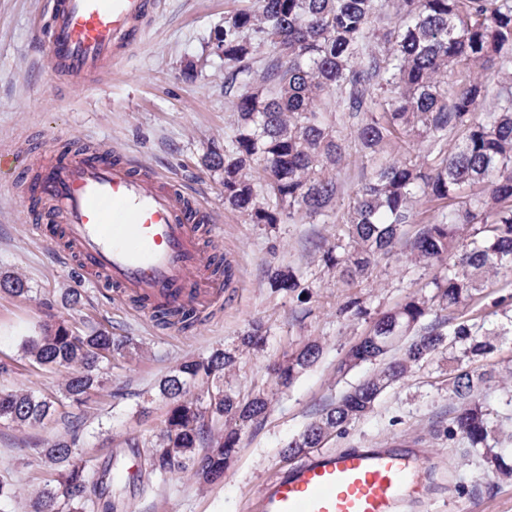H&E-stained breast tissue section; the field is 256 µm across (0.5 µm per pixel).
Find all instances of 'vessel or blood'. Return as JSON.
I'll return each mask as SVG.
<instances>
[{
  "label": "vessel or blood",
  "instance_id": "obj_1",
  "mask_svg": "<svg viewBox=\"0 0 512 512\" xmlns=\"http://www.w3.org/2000/svg\"><path fill=\"white\" fill-rule=\"evenodd\" d=\"M44 30L52 69L80 83L117 61L143 34L159 0H48ZM24 177L64 238L62 257L129 299L206 311L223 283L204 258L203 227L214 214L180 185L115 152L47 151L25 162L0 153ZM427 449L393 440L379 448L320 450L264 483L253 512H399L411 470H431Z\"/></svg>",
  "mask_w": 512,
  "mask_h": 512
}]
</instances>
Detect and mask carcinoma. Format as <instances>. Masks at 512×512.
Wrapping results in <instances>:
<instances>
[{
	"mask_svg": "<svg viewBox=\"0 0 512 512\" xmlns=\"http://www.w3.org/2000/svg\"><path fill=\"white\" fill-rule=\"evenodd\" d=\"M381 0H257L255 10L241 9L224 19L218 47L224 50V94L233 95L238 134L211 153L206 165L224 168V203L250 216L255 224L288 218L324 216L338 194L333 170L344 160L341 138L329 119L332 102L357 121V137L370 154L386 143L425 134L427 154L416 160L381 163L363 176L342 224L348 243L322 253L327 269L354 280L370 274L415 221V205H438L437 213L408 242L414 261L436 269L429 292L413 295L377 319L373 342L356 343L339 371L400 354L370 378L324 407L281 450L291 462L323 447L327 438L369 413L379 397L448 345L452 357L446 385L455 406L448 439H459L476 455L499 440L490 427L491 411L480 399L494 378L499 329L467 315L490 277L512 270V86L496 89L497 106L484 117L479 104L489 86L471 79L458 85L457 74L473 68L512 69V0H391L396 21L375 34L382 22ZM275 56L255 67V42ZM384 89L388 101H378ZM461 141L448 147V137ZM259 164L268 195L257 200L243 170ZM272 285L301 287L289 270L271 272ZM0 291L13 297L30 292L23 279L5 276ZM448 317H427L437 311ZM156 325L191 330L200 313L187 303L156 307ZM262 327L240 337L237 349H217L180 363L158 384L169 401L164 425L143 444L151 471L162 476L190 472L201 484L224 479L236 454L240 432L265 417L269 403L224 387L226 373L239 355L259 347ZM136 348L106 331L79 334L61 321L47 322L23 342L33 362L64 369L65 396L75 402L99 387L100 365L112 353ZM321 353L318 343L303 344L273 367L277 383L289 387ZM202 387L197 397L189 388ZM55 401L25 390H0V420L32 425L51 415ZM224 430L213 434V424ZM48 464L50 487L32 502L33 512H111L99 492L98 472L89 461H75L76 442L61 437L37 449Z\"/></svg>",
	"mask_w": 512,
	"mask_h": 512,
	"instance_id": "carcinoma-1",
	"label": "carcinoma"
}]
</instances>
